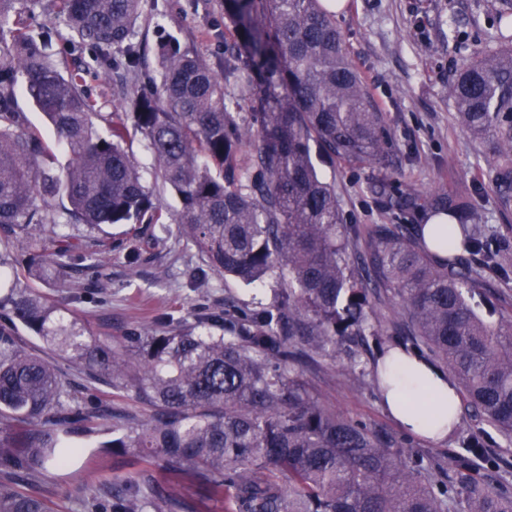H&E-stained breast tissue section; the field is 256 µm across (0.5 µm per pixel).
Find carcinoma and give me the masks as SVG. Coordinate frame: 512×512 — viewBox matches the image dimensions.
<instances>
[{
	"label": "carcinoma",
	"mask_w": 512,
	"mask_h": 512,
	"mask_svg": "<svg viewBox=\"0 0 512 512\" xmlns=\"http://www.w3.org/2000/svg\"><path fill=\"white\" fill-rule=\"evenodd\" d=\"M75 42L127 74L141 0H55ZM34 0H0V472L19 480L64 467L86 449L137 454L135 477L115 478L94 512H195L160 467L235 512H512V487L490 489L474 461L498 466L477 435L452 475L361 422L325 407L294 363L345 355L355 385L366 362L355 347L380 345L374 303L402 315L403 346L444 364L466 409L512 435V321L487 297L490 275L507 276L479 212L450 190L398 193L372 186L384 208L448 225L433 253L424 225L343 223L336 184L314 157L392 166L377 112L343 50L323 0H223L237 44L216 67L170 37L157 48L148 87H121L132 123L95 125L83 70L63 69L28 35ZM496 29L509 46L483 50L448 85L458 120L491 141L501 202H512V0ZM237 89L235 100L225 87ZM23 86L53 127L31 125L17 105ZM251 110V119L241 109ZM147 140L155 183L174 193L169 210L125 149ZM254 146L243 166L241 145ZM68 155L56 166V147ZM169 224L205 265L244 284L275 280L271 301L200 315L119 345L89 336L81 320L37 285L68 288L71 272L97 267L112 227ZM479 256L473 268L464 255ZM26 330L55 359L95 383L133 394L146 413L101 407L70 389L61 369L27 350ZM0 512H51L48 501L0 485Z\"/></svg>",
	"instance_id": "obj_1"
}]
</instances>
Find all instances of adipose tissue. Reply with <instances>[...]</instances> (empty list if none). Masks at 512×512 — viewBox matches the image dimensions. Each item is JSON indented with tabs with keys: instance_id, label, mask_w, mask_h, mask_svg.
<instances>
[{
	"instance_id": "ef3b65f1",
	"label": "adipose tissue",
	"mask_w": 512,
	"mask_h": 512,
	"mask_svg": "<svg viewBox=\"0 0 512 512\" xmlns=\"http://www.w3.org/2000/svg\"><path fill=\"white\" fill-rule=\"evenodd\" d=\"M386 364L383 404L402 431L434 442L448 439L460 423L457 385L415 352L393 350Z\"/></svg>"
}]
</instances>
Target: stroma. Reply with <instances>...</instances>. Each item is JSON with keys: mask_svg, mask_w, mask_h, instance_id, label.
<instances>
[{"mask_svg": "<svg viewBox=\"0 0 512 512\" xmlns=\"http://www.w3.org/2000/svg\"><path fill=\"white\" fill-rule=\"evenodd\" d=\"M499 0H346L336 14L346 55L360 74L383 116L389 151L397 164L389 170L344 162L320 164L325 179L336 182L345 223L406 224L400 212H383L372 183L388 179L399 190L450 189L469 200L494 234V248L512 255V206L500 204L491 156L484 143L460 125L448 85L463 60L492 43L493 17ZM27 31L47 42L60 65L86 69L84 90L98 106L99 129L124 118L113 82L101 73L88 46L72 43L54 0H36L25 17ZM138 38L146 45L142 74L129 78L141 85L154 74V49L167 36L206 56L224 59L225 29L221 0H142ZM196 247L176 225L168 229L128 224L113 229L98 268L99 287L90 275H74L70 288L49 290L50 298L68 303L90 334L121 341L134 330L193 322L195 316L269 302L270 286H247L215 273H203ZM310 392L346 418L366 423L397 440L410 454L451 462L455 440L433 444L406 435L384 410L373 383L357 387L344 361L320 366L297 364ZM133 453L79 457L65 468H49L19 490L52 500L57 512H85L87 498L100 495L104 479L136 474Z\"/></svg>", "mask_w": 512, "mask_h": 512, "instance_id": "stroma-1", "label": "stroma"}]
</instances>
